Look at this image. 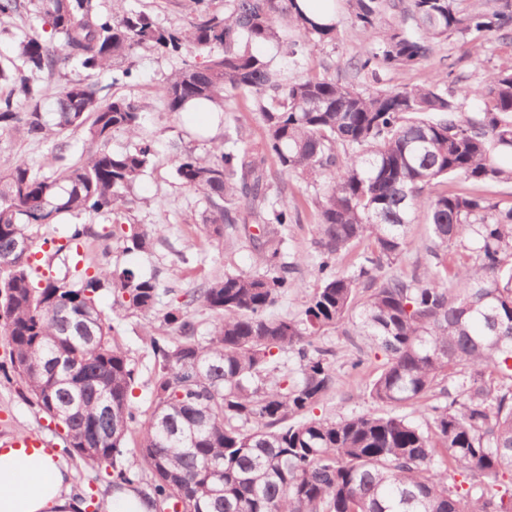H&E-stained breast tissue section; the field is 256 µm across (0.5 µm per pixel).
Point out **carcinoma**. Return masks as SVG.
Masks as SVG:
<instances>
[{
    "label": "carcinoma",
    "instance_id": "obj_1",
    "mask_svg": "<svg viewBox=\"0 0 512 512\" xmlns=\"http://www.w3.org/2000/svg\"><path fill=\"white\" fill-rule=\"evenodd\" d=\"M347 3L366 41L348 63L356 72L417 68L455 33L475 47L512 45V0L482 10L469 0ZM30 10L59 44L29 35L17 61L0 67L12 84L0 94V135L81 130L84 141L78 161L48 175L26 163L0 171V334L13 372L62 426L67 447L112 463L117 491L149 477L153 512L178 502L182 512H512V166L501 161L512 155V67L455 91L439 75L371 91L325 70L288 80L251 46L283 43L284 24L300 34L287 45L292 56L339 37L335 17L319 21L301 0H224V14L201 10L184 29L141 11L107 18L95 0H0L1 17ZM184 48L206 60L184 63L161 86L167 111L202 101L228 112L243 98L279 173L324 179L314 200L317 280L299 316L272 313L301 287L297 261L282 251L299 207L243 146L236 116L210 157L179 153L175 171L204 198L209 236L262 225L249 238L258 270L184 293L159 326L150 318L168 290L132 269L102 262L91 273L76 253L72 272L38 278L30 228L59 224L58 250H78L89 228L65 218L105 212L120 223L154 156L139 137L140 105L102 96L99 76L137 49ZM74 62L83 78L57 91L39 80ZM117 131L138 142L109 150ZM421 220L424 265L388 273ZM120 233L126 251L151 250L153 231L129 224ZM193 307L211 313L209 331ZM133 313L146 320L155 357L141 424L130 399L139 371L113 326ZM340 327L383 360L367 385L371 409L320 417L336 370L313 339ZM401 407L412 414L391 413ZM137 423L142 467L133 469L121 458Z\"/></svg>",
    "mask_w": 512,
    "mask_h": 512
}]
</instances>
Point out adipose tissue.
Here are the masks:
<instances>
[{
    "instance_id": "obj_1",
    "label": "adipose tissue",
    "mask_w": 512,
    "mask_h": 512,
    "mask_svg": "<svg viewBox=\"0 0 512 512\" xmlns=\"http://www.w3.org/2000/svg\"><path fill=\"white\" fill-rule=\"evenodd\" d=\"M89 506L59 454L12 448L0 453V512H87Z\"/></svg>"
}]
</instances>
